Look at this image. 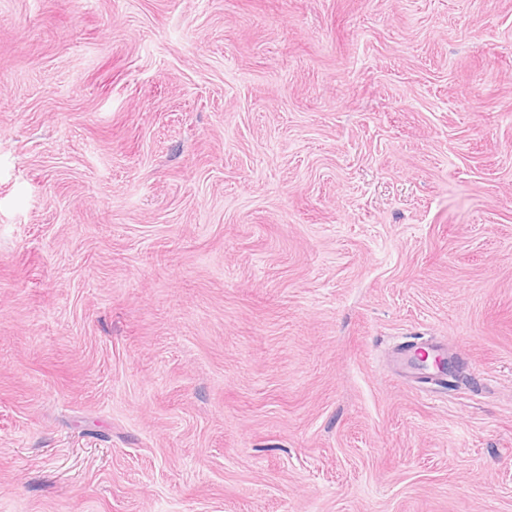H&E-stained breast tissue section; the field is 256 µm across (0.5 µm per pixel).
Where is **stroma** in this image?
I'll return each instance as SVG.
<instances>
[{
    "instance_id": "1",
    "label": "stroma",
    "mask_w": 512,
    "mask_h": 512,
    "mask_svg": "<svg viewBox=\"0 0 512 512\" xmlns=\"http://www.w3.org/2000/svg\"><path fill=\"white\" fill-rule=\"evenodd\" d=\"M0 512H512V0H0Z\"/></svg>"
}]
</instances>
